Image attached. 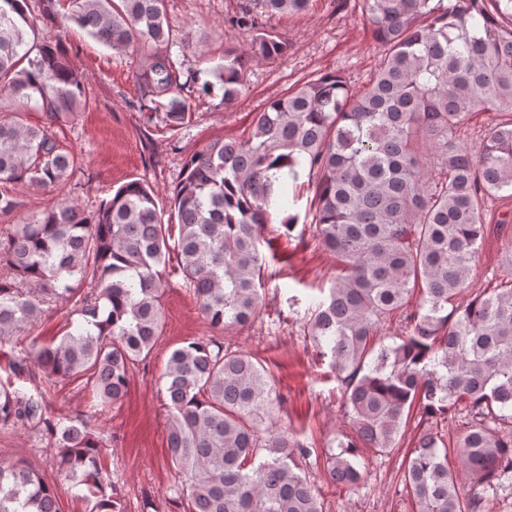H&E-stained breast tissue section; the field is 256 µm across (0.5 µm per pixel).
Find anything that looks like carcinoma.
<instances>
[{"label":"carcinoma","mask_w":512,"mask_h":512,"mask_svg":"<svg viewBox=\"0 0 512 512\" xmlns=\"http://www.w3.org/2000/svg\"><path fill=\"white\" fill-rule=\"evenodd\" d=\"M30 0H0V213L18 206L12 187L63 185L76 156L52 125L73 122L88 92L62 42L40 43ZM48 11L98 43L136 59L147 121L164 113L178 130L194 94H208L172 52L177 39L165 0H68ZM228 23L252 33L250 48L224 50L214 67L224 102L244 89L250 62L288 50L271 20L309 0H250ZM381 60L368 86L325 73L267 101L245 140L216 139L188 154L169 213L133 180L95 210L62 199L0 238V342L20 335L53 301L77 304L78 324L30 358L60 379L85 373L96 397L126 396L129 370L162 332L166 267L176 262L217 330L242 326L264 299V225L291 235L299 215V169L315 183L312 223L341 274L308 310L311 336L330 353L356 439L324 461L328 478L362 479V449H392L404 416L468 417L458 459L474 477L460 487L438 435L423 434L403 480L417 512H492L512 495V280L466 304L455 300L486 233L485 207L512 199V0H362ZM47 124L22 117L29 103ZM478 112H494L477 146L460 134ZM28 284L24 289L21 284ZM90 291L75 298V285ZM422 297L415 309V289ZM397 311L409 327L376 343ZM168 449L185 473L191 512H324L299 464L309 450L274 419L277 392L265 367L214 337L175 348L160 378ZM47 392L0 381V426L41 431L59 468L86 486L90 512H123L118 484L101 464L102 444L81 420L55 421ZM0 512H60L57 495L23 463L0 462Z\"/></svg>","instance_id":"cac0c4a2"}]
</instances>
